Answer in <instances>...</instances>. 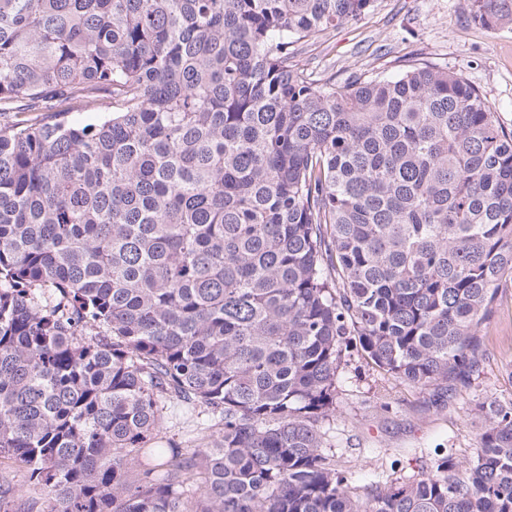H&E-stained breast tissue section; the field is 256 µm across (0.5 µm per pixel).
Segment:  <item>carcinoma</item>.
Here are the masks:
<instances>
[{"label":"carcinoma","instance_id":"obj_1","mask_svg":"<svg viewBox=\"0 0 512 512\" xmlns=\"http://www.w3.org/2000/svg\"><path fill=\"white\" fill-rule=\"evenodd\" d=\"M375 2L0 0V512H512V405L385 491L322 451L350 347L464 383L512 282V131L463 74L292 63ZM174 404L218 436L158 446Z\"/></svg>","mask_w":512,"mask_h":512}]
</instances>
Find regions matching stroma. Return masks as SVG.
<instances>
[{
    "instance_id": "stroma-1",
    "label": "stroma",
    "mask_w": 512,
    "mask_h": 512,
    "mask_svg": "<svg viewBox=\"0 0 512 512\" xmlns=\"http://www.w3.org/2000/svg\"><path fill=\"white\" fill-rule=\"evenodd\" d=\"M473 0H376L359 22L302 42L295 62L313 78L391 77L426 60L463 75L512 130V27L472 19ZM480 372L468 384L418 387L350 350L336 380L327 445L358 491L387 487L478 445L479 413L512 402V285L499 289L479 333Z\"/></svg>"
}]
</instances>
